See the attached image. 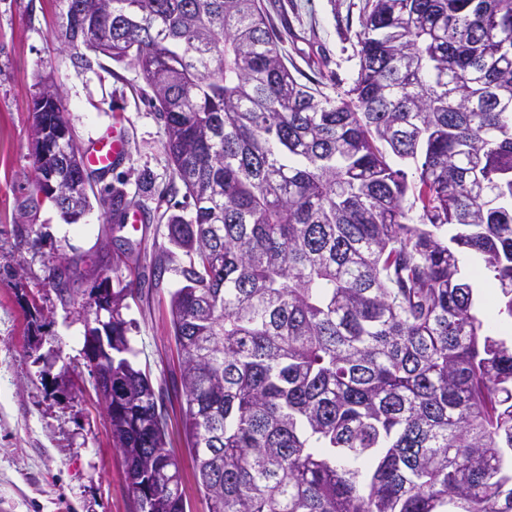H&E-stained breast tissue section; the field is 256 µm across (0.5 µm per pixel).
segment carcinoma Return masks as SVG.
<instances>
[{
  "label": "carcinoma",
  "mask_w": 512,
  "mask_h": 512,
  "mask_svg": "<svg viewBox=\"0 0 512 512\" xmlns=\"http://www.w3.org/2000/svg\"><path fill=\"white\" fill-rule=\"evenodd\" d=\"M59 38L139 68L194 216L171 294L187 449L209 512H512V0H371L352 86L288 70L261 0H59ZM62 108L41 178L95 193ZM415 164L413 180L390 156ZM71 295L69 267L52 269ZM112 292V438L134 512H185ZM463 269L470 276V283L474 289V297L478 303L480 313L482 316L493 321L497 327L498 335L504 338H509L512 335V323L501 324L495 319V300L496 293L493 285L486 281L481 275L475 272L481 266V260L473 253H465L461 258ZM481 316V318H483Z\"/></svg>",
  "instance_id": "carcinoma-1"
}]
</instances>
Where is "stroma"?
I'll list each match as a JSON object with an SVG mask.
<instances>
[{
    "label": "stroma",
    "mask_w": 512,
    "mask_h": 512,
    "mask_svg": "<svg viewBox=\"0 0 512 512\" xmlns=\"http://www.w3.org/2000/svg\"><path fill=\"white\" fill-rule=\"evenodd\" d=\"M283 36L289 70L324 92L349 89L357 74V34L368 0H262ZM58 0H0V512H133L121 453L84 358L88 291L134 283L122 316L134 361L162 392L169 448L180 462L186 512H208L185 448L178 351L170 294L181 285V251L162 279L156 254L168 248V219H190L193 206L162 199L173 176L166 129L149 105V89L134 65L92 59L73 66L56 39ZM48 77L63 92L64 115L81 149L119 126L126 161L95 186L122 188L139 227L119 222L91 202L74 224L43 203L32 228L17 205L34 192L28 106ZM73 264L74 292L61 300L51 269Z\"/></svg>",
    "instance_id": "35a3bbf8"
}]
</instances>
